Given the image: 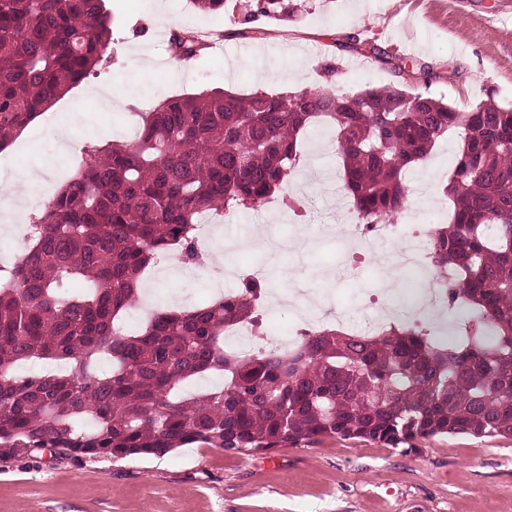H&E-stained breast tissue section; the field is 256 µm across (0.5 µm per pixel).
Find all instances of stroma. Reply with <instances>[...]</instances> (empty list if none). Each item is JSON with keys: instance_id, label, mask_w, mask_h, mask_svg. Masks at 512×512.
<instances>
[{"instance_id": "1", "label": "stroma", "mask_w": 512, "mask_h": 512, "mask_svg": "<svg viewBox=\"0 0 512 512\" xmlns=\"http://www.w3.org/2000/svg\"><path fill=\"white\" fill-rule=\"evenodd\" d=\"M111 8L110 59L0 151L7 163L0 188L37 174L53 194L71 177L76 161L63 157L51 124L70 126L85 145L93 141L91 126L124 142L142 111L182 93L274 95L329 81L351 95L397 86L461 110L487 99L512 104V0H305L288 21L258 15L257 0H228L221 14L188 0H112ZM182 29L223 31V45L176 62L167 45ZM102 90L127 106L101 110ZM456 150L448 137L411 173L409 212L433 201L441 208L438 223L449 222L441 188ZM288 190L299 208L230 212L218 218L206 247L261 230L306 235L312 245L304 254L271 264L251 247L227 252L226 260L232 267L271 264L273 298L301 284L347 315L368 313L383 269L375 252L355 275L339 258L351 202L330 131L306 132ZM166 266L158 259L143 277L161 305L179 298L191 307L239 288L231 279L215 288L204 273L170 275ZM0 512H512V438L438 435L414 440L407 451L337 436L238 455L203 447L91 459L0 451Z\"/></svg>"}]
</instances>
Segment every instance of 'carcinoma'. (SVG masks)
Segmentation results:
<instances>
[{
  "instance_id": "obj_1",
  "label": "carcinoma",
  "mask_w": 512,
  "mask_h": 512,
  "mask_svg": "<svg viewBox=\"0 0 512 512\" xmlns=\"http://www.w3.org/2000/svg\"><path fill=\"white\" fill-rule=\"evenodd\" d=\"M107 2L0 0V150L108 58ZM297 7L258 5L284 21ZM170 48L194 60L204 44L188 30ZM317 120L336 135L344 189L367 224L395 217L408 171L456 133L443 188L453 215L432 229L430 262L448 309L466 306L471 327L451 340L415 322L359 339L324 327L293 350L238 356L224 351V330L253 323L262 285L251 281L114 333L159 254L201 262L202 216L287 194ZM140 131L84 150L31 218L21 258L0 265V448L123 458L190 445L264 452L336 435L395 449L443 434L512 437V107L461 111L393 86L355 96L214 91L166 99ZM34 359L67 373L13 372ZM213 373L222 387L182 394Z\"/></svg>"
}]
</instances>
